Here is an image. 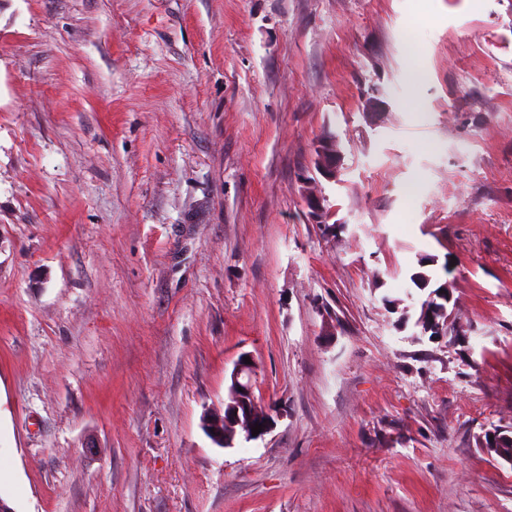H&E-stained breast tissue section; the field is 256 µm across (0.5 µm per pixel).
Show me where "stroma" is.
Segmentation results:
<instances>
[{
	"label": "stroma",
	"instance_id": "35a3bbf8",
	"mask_svg": "<svg viewBox=\"0 0 512 512\" xmlns=\"http://www.w3.org/2000/svg\"><path fill=\"white\" fill-rule=\"evenodd\" d=\"M415 4L0 0L14 512H512V0ZM244 354L273 424L221 447ZM307 207L309 209L308 216L312 224H321V227L325 234H333L336 226L330 225L326 222L325 207L323 198L321 195L314 191H308L306 193ZM454 289H455L454 282L450 281V280L445 281L444 283H442L438 287H436V289L429 294L428 299H425L421 303L419 314L415 321V325L420 328L423 327L424 321L426 320L427 315H428V309L433 301H436L437 303L444 305V307L446 309V318L448 319V317L451 314H448V306L447 305L453 296ZM441 294H443L445 299L441 298ZM437 299L441 300L442 302H438ZM203 426H205L207 433L214 443L221 447H224V444H226L224 432L225 438L229 441H233L236 435V428L225 427L224 429V415L206 413L203 417Z\"/></svg>",
	"mask_w": 512,
	"mask_h": 512
}]
</instances>
